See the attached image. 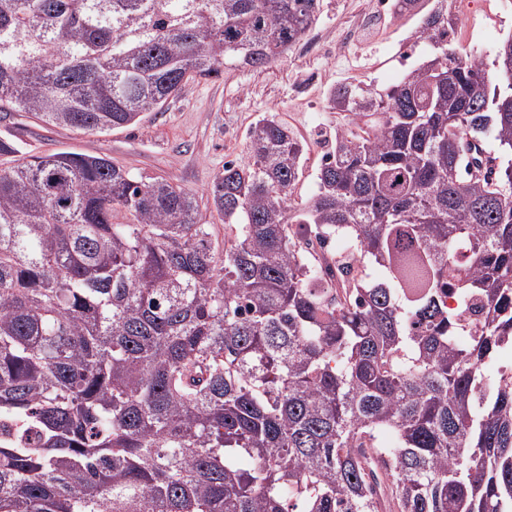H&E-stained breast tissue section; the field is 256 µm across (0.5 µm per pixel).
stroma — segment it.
<instances>
[{
    "instance_id": "1",
    "label": "stroma",
    "mask_w": 512,
    "mask_h": 512,
    "mask_svg": "<svg viewBox=\"0 0 512 512\" xmlns=\"http://www.w3.org/2000/svg\"><path fill=\"white\" fill-rule=\"evenodd\" d=\"M458 11L456 47L492 64L499 44L512 36V0H459ZM417 24L386 10L384 0H322L317 23L267 69L238 67L188 82L162 111L107 134L48 126L14 112L0 119V138L20 143L30 155H105L142 180L164 178L194 194L201 223L214 225L220 236L224 225L209 191L225 162L246 160V130L270 113L304 142L305 170L292 201L307 202L340 121L328 104L330 90L347 82L375 91L397 84L408 58L429 51L413 35Z\"/></svg>"
}]
</instances>
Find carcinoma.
Here are the masks:
<instances>
[{"label": "carcinoma", "instance_id": "1", "mask_svg": "<svg viewBox=\"0 0 512 512\" xmlns=\"http://www.w3.org/2000/svg\"><path fill=\"white\" fill-rule=\"evenodd\" d=\"M319 11L0 0V112L128 127ZM415 38L399 83L330 92L304 206L302 141L250 127L221 243L179 185L0 139V512H512V37L491 69L439 8Z\"/></svg>", "mask_w": 512, "mask_h": 512}]
</instances>
